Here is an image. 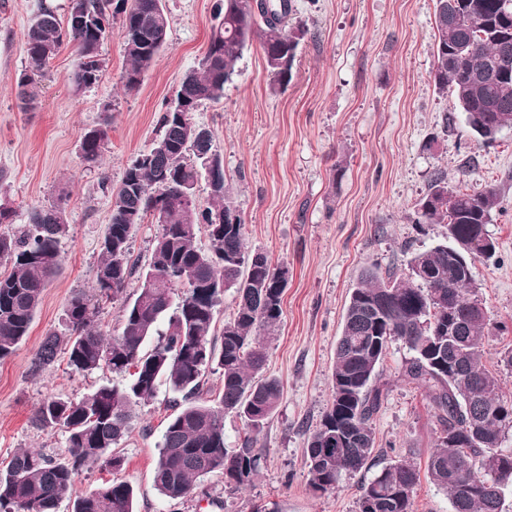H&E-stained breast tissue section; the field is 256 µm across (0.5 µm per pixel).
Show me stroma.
Here are the masks:
<instances>
[{"mask_svg": "<svg viewBox=\"0 0 512 512\" xmlns=\"http://www.w3.org/2000/svg\"><path fill=\"white\" fill-rule=\"evenodd\" d=\"M44 3L66 16L67 0H0V203L13 209L18 227L32 209L61 205L69 234L27 338L0 361V467L20 448L65 452L64 431L31 424L45 397L78 399L122 380L106 369L76 372L63 353L42 374L30 366L45 336L66 333L72 297L91 291L112 189L162 135L161 118L182 76L199 66L216 0H163L167 41L137 92L122 88L127 61L115 35L100 48L97 84L75 89L73 51L62 48L42 79L37 108L25 112L15 96L27 66L23 32ZM292 23L306 34L287 86L269 88L254 45L237 62L223 99L193 114L214 134L248 249L287 268L288 282L281 321L267 338L266 372L283 397L259 435L261 468L240 489L221 475L206 477L204 495L187 497L180 512H255L261 505L356 512L357 478L343 476L335 491L313 494L304 448L332 398L336 341L363 270L375 263L381 274H404L413 254L447 233L445 225L414 221L415 204L437 174L464 192H498L488 226L496 251L475 261L472 272L490 325L487 365L512 394V368L500 362L512 335L495 330L512 323V126L478 141L453 109L452 93L435 88L434 0H292ZM99 127L108 132L105 159L90 167L81 142ZM411 357L405 344L391 342L376 380L384 393L373 420L382 465L405 458L425 467L441 432L423 389L403 375ZM171 397L159 385L120 444L122 469L83 473L76 493L116 477L133 486L137 512H170L152 475Z\"/></svg>", "mask_w": 512, "mask_h": 512, "instance_id": "1", "label": "stroma"}]
</instances>
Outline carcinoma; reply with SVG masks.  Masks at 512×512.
Wrapping results in <instances>:
<instances>
[{
	"mask_svg": "<svg viewBox=\"0 0 512 512\" xmlns=\"http://www.w3.org/2000/svg\"><path fill=\"white\" fill-rule=\"evenodd\" d=\"M153 2L81 0L84 12L109 35L120 18L127 61L121 82L128 93L138 90L167 40L168 16L163 9L153 11ZM291 12V0H218L210 51L183 77L162 116L160 142L166 149L149 161L135 157L116 189L93 293L71 300L69 334L45 337L32 361V370L42 372L64 351L75 371L127 372L129 380L102 384L79 400L50 395L40 403L31 424L42 431L64 430L66 452L18 450L0 469V512H57L70 498L72 512H135V491L125 481L110 480L77 496L73 490L92 468L122 466L118 445L137 408L154 398L162 382L176 394L154 467L162 497L182 501L217 473L228 485L246 486L258 471L257 436L282 398L279 381L264 375L265 337L282 313L284 289L273 287L280 268L265 256L253 261L244 222L213 223L235 205L229 188L209 194L205 208L183 195L196 192L198 153L214 151V134L187 125L179 109L195 112L207 101H220L253 43L265 56L270 89L287 85L299 45L288 27ZM435 24V86L452 89L453 107L466 114L476 140L492 141L512 125V0H435ZM23 39L27 60L37 61L18 79L23 105L38 100L44 71L65 44L74 51L75 87L100 80L102 41L81 26L73 6L64 21L53 9L40 8ZM106 143V130L88 131L81 142L83 161L100 164ZM497 204L493 187L464 193L438 175L416 203L414 222L448 225L446 240L415 253L406 276L384 278L374 267L353 289L336 343L332 399L305 448L313 493L332 492L343 475L359 473L357 512H364L368 496L377 500L376 512H412L419 469L406 459L375 469L379 450L372 427L383 398L372 380L389 344L400 340L414 353L404 377L425 390L441 426L426 465L430 479L449 495L453 512H502L499 496L486 482L512 483V448L501 447L505 431L512 429V396L486 365V320L468 306L476 289L473 262L460 267L450 256L458 240L476 243L475 259L494 254L487 225ZM149 217L162 232L143 267L131 256L129 236ZM68 233L65 210L56 204L33 209L22 230L0 234V261L11 265L0 275V360L28 335L43 291L61 265ZM201 233L209 239L206 249L197 244ZM135 274L140 286L123 303L119 333L108 338L96 326L100 303L120 295ZM180 287L184 293L178 296ZM227 288L235 290L236 310L218 344L215 314ZM209 371L222 377V391L212 400L204 397ZM226 414L239 417L247 429L236 448L224 439ZM330 438L332 452L320 461Z\"/></svg>",
	"mask_w": 512,
	"mask_h": 512,
	"instance_id": "obj_1",
	"label": "carcinoma"
}]
</instances>
